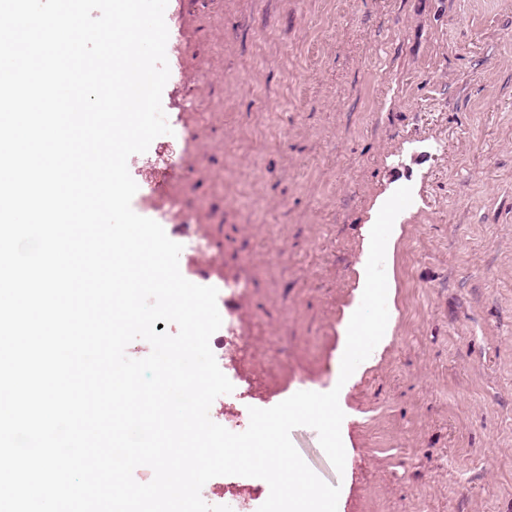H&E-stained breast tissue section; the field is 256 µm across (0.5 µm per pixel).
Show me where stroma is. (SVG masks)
Returning a JSON list of instances; mask_svg holds the SVG:
<instances>
[{
	"instance_id": "obj_1",
	"label": "stroma",
	"mask_w": 512,
	"mask_h": 512,
	"mask_svg": "<svg viewBox=\"0 0 512 512\" xmlns=\"http://www.w3.org/2000/svg\"><path fill=\"white\" fill-rule=\"evenodd\" d=\"M171 134L132 155L133 210L175 195L254 333L225 401L268 409L332 371L383 194L391 339L343 385L338 512H512V0H168ZM283 258H276L280 245Z\"/></svg>"
}]
</instances>
